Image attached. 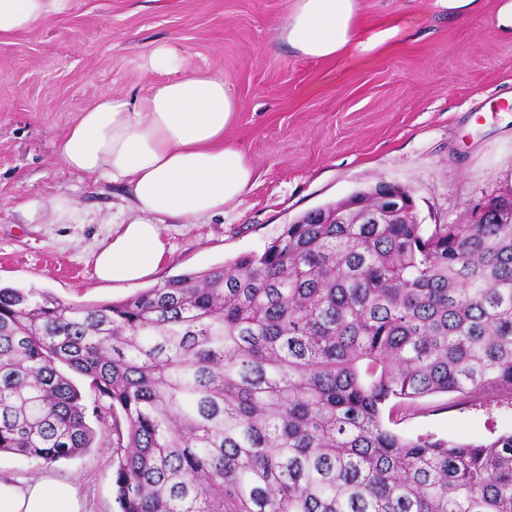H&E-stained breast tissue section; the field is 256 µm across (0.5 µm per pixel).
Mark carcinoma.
<instances>
[{
    "label": "carcinoma",
    "mask_w": 512,
    "mask_h": 512,
    "mask_svg": "<svg viewBox=\"0 0 512 512\" xmlns=\"http://www.w3.org/2000/svg\"><path fill=\"white\" fill-rule=\"evenodd\" d=\"M409 201L381 183L121 301L0 285V453L81 457L93 418L120 512H512V433L383 422L437 393L512 396V199L431 230Z\"/></svg>",
    "instance_id": "carcinoma-1"
}]
</instances>
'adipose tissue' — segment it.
Returning a JSON list of instances; mask_svg holds the SVG:
<instances>
[{
  "label": "adipose tissue",
  "mask_w": 512,
  "mask_h": 512,
  "mask_svg": "<svg viewBox=\"0 0 512 512\" xmlns=\"http://www.w3.org/2000/svg\"><path fill=\"white\" fill-rule=\"evenodd\" d=\"M68 0H0V44L32 28ZM358 0H293L278 35L313 60L372 51L399 33L367 32ZM179 57L155 47L141 64L162 74L141 97L101 99L60 136L57 152L69 168L125 190V210L94 251L99 280L151 279L170 253L167 221L195 224L238 200L254 183L253 166L227 131L237 119L234 93L218 75H179ZM26 223L85 224L89 214L66 195L41 196L18 206ZM0 512H85L66 478L0 475Z\"/></svg>",
  "instance_id": "ef3b65f1"
}]
</instances>
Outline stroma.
I'll list each match as a JSON object with an SVG mask.
<instances>
[{
  "mask_svg": "<svg viewBox=\"0 0 512 512\" xmlns=\"http://www.w3.org/2000/svg\"><path fill=\"white\" fill-rule=\"evenodd\" d=\"M482 11L451 17L433 0H360L369 26L400 24L380 52L299 57L278 36L292 0H69L66 10L0 47V283L66 302L118 301L142 283L97 280L92 254L123 204L120 187L66 167L57 141L110 95H142L143 56L164 44L185 75L223 77L237 102L230 130L255 170L251 190L201 224L167 230L170 276L263 250L282 225L381 182L406 188L421 224H461L512 196V38ZM64 194L91 224H28L16 204ZM406 437L487 441L512 432V398L440 393L395 427ZM0 472L75 481L87 512H119L112 449L47 469L0 453Z\"/></svg>",
  "mask_w": 512,
  "mask_h": 512,
  "instance_id": "35a3bbf8",
  "label": "stroma"
}]
</instances>
